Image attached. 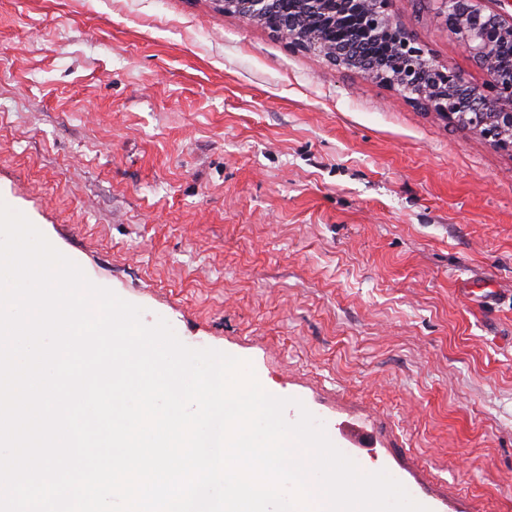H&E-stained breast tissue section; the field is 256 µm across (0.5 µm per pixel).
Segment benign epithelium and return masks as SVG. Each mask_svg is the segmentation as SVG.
<instances>
[{
	"label": "benign epithelium",
	"instance_id": "7a95c632",
	"mask_svg": "<svg viewBox=\"0 0 512 512\" xmlns=\"http://www.w3.org/2000/svg\"><path fill=\"white\" fill-rule=\"evenodd\" d=\"M224 14L258 26L273 19L288 27L294 46L329 64L412 98L512 151V56L489 74L487 87L467 82L453 68L426 57L389 11L390 0H215ZM436 16L478 63L512 47V18L484 8V0H434Z\"/></svg>",
	"mask_w": 512,
	"mask_h": 512
}]
</instances>
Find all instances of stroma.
I'll return each mask as SVG.
<instances>
[{
    "mask_svg": "<svg viewBox=\"0 0 512 512\" xmlns=\"http://www.w3.org/2000/svg\"><path fill=\"white\" fill-rule=\"evenodd\" d=\"M435 8L391 2L486 85ZM0 201L429 512H512V153L214 0H0Z\"/></svg>",
    "mask_w": 512,
    "mask_h": 512,
    "instance_id": "35a3bbf8",
    "label": "stroma"
}]
</instances>
